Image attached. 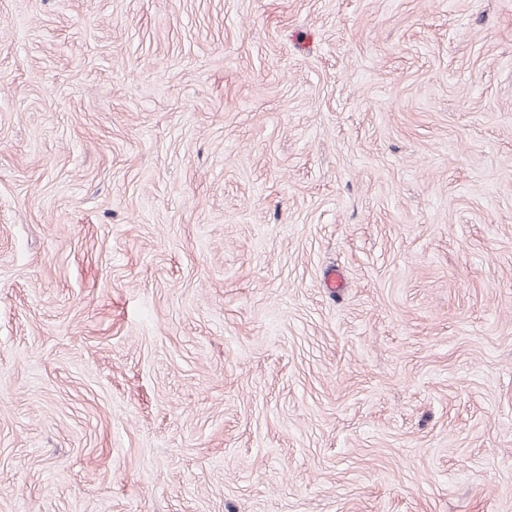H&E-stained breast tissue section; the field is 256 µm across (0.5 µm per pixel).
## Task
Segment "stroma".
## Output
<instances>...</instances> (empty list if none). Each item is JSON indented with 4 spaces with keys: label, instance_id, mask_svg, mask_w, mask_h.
<instances>
[{
    "label": "stroma",
    "instance_id": "stroma-1",
    "mask_svg": "<svg viewBox=\"0 0 512 512\" xmlns=\"http://www.w3.org/2000/svg\"><path fill=\"white\" fill-rule=\"evenodd\" d=\"M0 512H512V0H0Z\"/></svg>",
    "mask_w": 512,
    "mask_h": 512
}]
</instances>
